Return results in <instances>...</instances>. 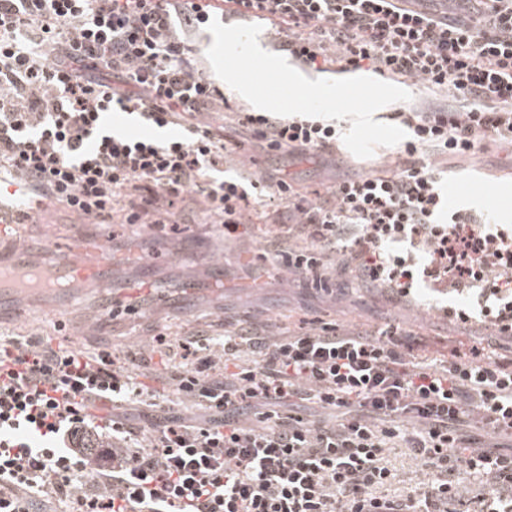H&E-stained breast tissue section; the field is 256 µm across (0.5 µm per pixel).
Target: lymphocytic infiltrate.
<instances>
[{
	"label": "lymphocytic infiltrate",
	"instance_id": "f902f5d3",
	"mask_svg": "<svg viewBox=\"0 0 512 512\" xmlns=\"http://www.w3.org/2000/svg\"><path fill=\"white\" fill-rule=\"evenodd\" d=\"M427 0H224L232 18L273 22L292 57L340 71L373 69L447 91L451 106L400 111L411 137L390 175L337 182L309 203L279 180L282 219L316 243L291 255L290 273H320L318 253L343 251L359 278L408 296L418 279L480 291L495 335L512 336V238L453 214L441 224L436 156L474 154L485 139L512 142V0H458L464 17ZM198 0H0V173L33 199L84 220L109 217L117 193L129 224L166 226L159 197L197 188L235 232L250 207L233 179L205 171L225 146L200 120L224 92L192 63L185 27L205 22ZM140 112L165 142L113 132L109 112ZM269 149L332 150L335 126L243 112ZM429 262L419 266L418 254ZM393 329L336 328L278 338L204 333L170 347L186 361L180 391L209 416L172 420L147 438L98 423L92 400L131 404L143 386L120 366L0 338V512L71 501L78 512H448L459 496L452 465L481 478V512H512V455L469 448L460 427L477 414L512 433V362L483 358L441 369L403 366ZM233 366L232 374L217 370ZM339 412L335 422L286 414L293 399ZM403 443L432 467L417 495H377Z\"/></svg>",
	"mask_w": 512,
	"mask_h": 512
}]
</instances>
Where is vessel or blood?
<instances>
[{
  "mask_svg": "<svg viewBox=\"0 0 512 512\" xmlns=\"http://www.w3.org/2000/svg\"><path fill=\"white\" fill-rule=\"evenodd\" d=\"M72 234L69 251L48 256L45 264L30 263L27 249L19 247L9 262L0 265V323L16 315L18 294L48 295L63 309L76 302L75 281L111 275V250L87 238L83 225H73Z\"/></svg>",
  "mask_w": 512,
  "mask_h": 512,
  "instance_id": "vessel-or-blood-1",
  "label": "vessel or blood"
}]
</instances>
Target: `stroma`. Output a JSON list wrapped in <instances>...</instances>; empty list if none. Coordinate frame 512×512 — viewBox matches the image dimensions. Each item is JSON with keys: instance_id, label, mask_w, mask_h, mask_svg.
I'll return each instance as SVG.
<instances>
[{"instance_id": "35a3bbf8", "label": "stroma", "mask_w": 512, "mask_h": 512, "mask_svg": "<svg viewBox=\"0 0 512 512\" xmlns=\"http://www.w3.org/2000/svg\"><path fill=\"white\" fill-rule=\"evenodd\" d=\"M208 123L226 145L243 142L240 154L223 166V175L237 179L260 204L246 224L231 235L217 224L205 199L188 191L169 207L170 222L164 229L150 224H125L122 212L110 223L89 224L88 234L102 237L115 258L112 277L79 289L82 305L67 315L53 311L31 314L26 299H19L18 320L0 325V334L22 340L46 341L53 348L82 351L92 361L109 357L123 364L128 354L145 356L134 368L137 381L157 394V404L112 408L99 401L94 415L124 418L135 435L147 437L169 418L204 417V409L179 393L175 375L181 362L160 365L167 346L196 331L220 336L238 326L254 327L267 335L288 331L308 332L335 324L398 326L405 334L407 358L412 362L470 361L473 349L505 361L512 360V338L493 336L482 324L475 291L435 288L419 283L411 294L397 298L389 289L361 283L353 274H336L329 288L299 278L276 275L273 264L285 254H310L313 240L289 233L278 223L268 196L253 189L255 179L292 181L299 192L315 200L326 195L337 180L395 171L392 148L378 147L361 159L346 146L335 153L307 156L272 152L237 127L230 114H210ZM444 210L481 212L495 217L499 229L512 233V145L489 140L479 152L466 157H440ZM46 218L40 224H24L20 235L32 251H64L70 247V227L76 216L64 205L46 202ZM150 287H141L143 275ZM113 300L136 303L131 316H118L110 335L99 336L85 325L90 308ZM470 314V322L458 319V309ZM384 463L393 478L380 492L390 498L414 494L428 481L427 470L411 449H387Z\"/></svg>"}]
</instances>
